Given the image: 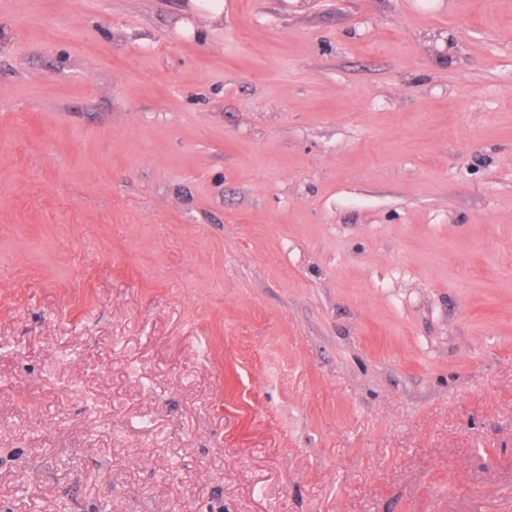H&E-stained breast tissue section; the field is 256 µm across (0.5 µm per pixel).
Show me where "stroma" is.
Returning <instances> with one entry per match:
<instances>
[{
	"instance_id": "obj_1",
	"label": "stroma",
	"mask_w": 512,
	"mask_h": 512,
	"mask_svg": "<svg viewBox=\"0 0 512 512\" xmlns=\"http://www.w3.org/2000/svg\"><path fill=\"white\" fill-rule=\"evenodd\" d=\"M0 0V512H512V0Z\"/></svg>"
}]
</instances>
